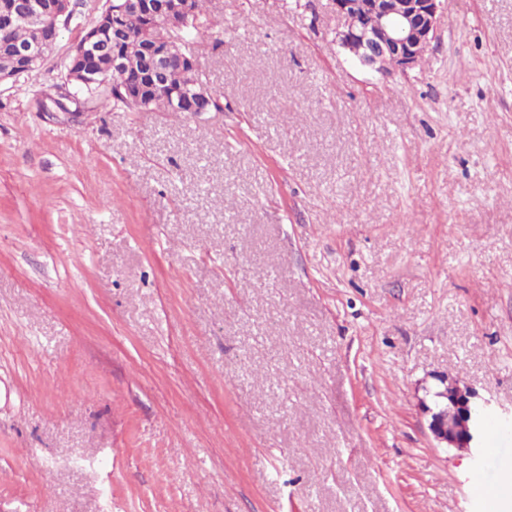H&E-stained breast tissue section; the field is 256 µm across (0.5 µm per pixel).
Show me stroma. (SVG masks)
I'll list each match as a JSON object with an SVG mask.
<instances>
[{"instance_id": "35a3bbf8", "label": "stroma", "mask_w": 512, "mask_h": 512, "mask_svg": "<svg viewBox=\"0 0 512 512\" xmlns=\"http://www.w3.org/2000/svg\"><path fill=\"white\" fill-rule=\"evenodd\" d=\"M105 3L0 84V512H496L512 0L385 75L330 0H207L220 110L45 105ZM446 374L504 410L481 450L428 429Z\"/></svg>"}]
</instances>
